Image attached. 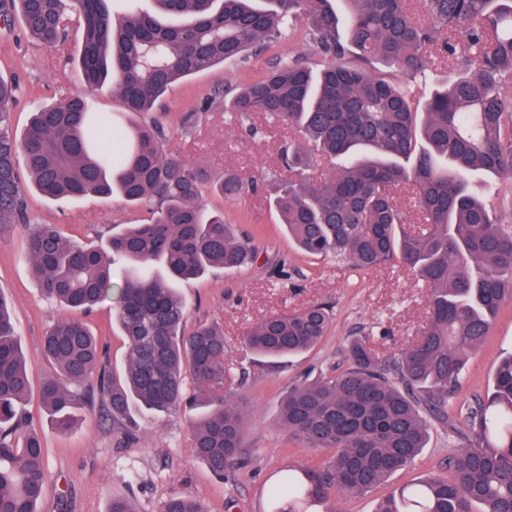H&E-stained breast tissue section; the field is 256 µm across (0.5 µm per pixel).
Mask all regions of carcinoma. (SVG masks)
I'll list each match as a JSON object with an SVG mask.
<instances>
[{
  "label": "carcinoma",
  "mask_w": 512,
  "mask_h": 512,
  "mask_svg": "<svg viewBox=\"0 0 512 512\" xmlns=\"http://www.w3.org/2000/svg\"><path fill=\"white\" fill-rule=\"evenodd\" d=\"M0 0L8 23L19 10L28 33L53 47L80 17L77 67L86 86L109 78L134 125L92 112L77 89L35 108L22 138L11 131L20 86L0 80V234L28 223L16 161L23 155L36 190L53 200L119 195L150 207L148 224H125L108 250L62 238L52 224L29 227L28 257L45 296L70 311L104 302L112 265L125 264L115 321L128 342L125 373L106 370L95 336L80 319L57 320L43 337L56 374L41 387L55 425L98 400L112 421L136 428L135 407L160 417L183 406L195 455L218 478L243 460L246 411L224 390V330H186L187 306L174 283L212 268L239 269L259 253L254 239L204 204L206 171L165 153L167 129L155 117L175 83L265 43L307 20L312 42L334 62L313 71L303 57L279 58L264 79L228 86L204 110L241 119L261 113L295 133L285 149L291 176L268 182L270 204L298 249L346 260L359 270L396 261L424 281L428 320L420 341L386 360L363 338L344 346L348 368L302 380L282 399L278 424L327 456L290 469L273 488V512H309L332 494L363 495L408 467L426 447L427 419L448 425L459 445L452 478L429 476L383 500L375 512H512V355L493 386L463 414L448 402L467 358L482 347L501 308L512 302V224L493 220L484 176L512 177V0ZM434 88L420 103L414 87L394 85L377 66ZM112 146L105 147L104 139ZM331 164L315 181L313 159ZM263 181L227 173L216 183L236 198ZM331 324L312 304L260 319L245 336L262 359L282 363L317 345ZM199 384L189 396L186 376ZM29 370L8 299L0 293V512H38L48 459L27 429L22 405ZM158 512H207L175 494Z\"/></svg>",
  "instance_id": "cac0c4a2"
}]
</instances>
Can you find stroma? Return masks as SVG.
Masks as SVG:
<instances>
[{
    "label": "stroma",
    "instance_id": "obj_1",
    "mask_svg": "<svg viewBox=\"0 0 512 512\" xmlns=\"http://www.w3.org/2000/svg\"><path fill=\"white\" fill-rule=\"evenodd\" d=\"M79 51L73 39L60 50L44 46L26 33L21 19L0 23V78L21 87L12 116L16 133L29 124L33 102L51 103L82 87L73 63ZM288 54L304 55L316 70L326 63L301 22L292 37L267 45L246 61L231 60L174 84L159 107L169 129L166 153L206 170L215 180L228 171L287 178L280 159L281 147L292 136L287 126L255 114L249 123L257 134L245 137L228 123L223 109L207 110L203 104L218 87L260 80L275 58ZM19 176L31 222L56 225L72 242L101 248L107 246L113 225L142 224L150 217L147 208L128 205L117 196L51 200L34 189L27 170H20ZM206 203L209 210L223 212L225 222L241 225L259 247L253 265L238 271L213 269L178 284L188 306V326H223L224 363L238 379L237 393L251 406L245 428L249 463L228 469L221 479L196 458L188 418L181 412L140 421L136 437L129 439L119 425L103 419L100 406L82 405L74 410V427L66 433L57 430L40 396L42 382L54 372L42 356L41 341L68 312L41 294L25 258L27 226L17 225L0 237V293L10 302L32 383L25 407L49 459L40 512H107L114 497L128 499L136 512H156L160 502L175 493L196 498L207 512H270L280 472L310 467L321 459L320 453L304 448L278 426L280 403L289 387L312 369H345L342 349L350 338H368L386 356L416 343L426 321L427 288L413 272L393 262L357 272L342 261L302 254L262 192L235 199L212 193ZM316 302L331 309L332 322L315 347L275 369L255 361L244 343L254 323ZM113 315L114 303L107 300L83 319L99 338L106 365L119 376L126 366L127 344ZM511 353L512 302L501 309L484 345L468 358L460 392L448 409L454 420H461L462 407L484 396L499 360ZM456 444L447 425L432 423L428 444L412 464L364 495L333 496L329 512H373L380 500L403 485L431 474L448 475V458Z\"/></svg>",
    "mask_w": 512,
    "mask_h": 512
}]
</instances>
